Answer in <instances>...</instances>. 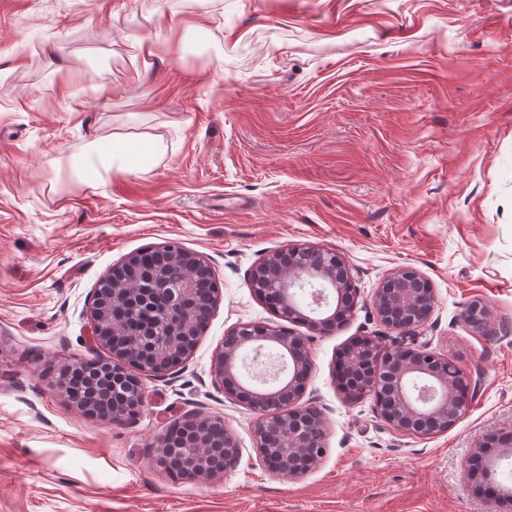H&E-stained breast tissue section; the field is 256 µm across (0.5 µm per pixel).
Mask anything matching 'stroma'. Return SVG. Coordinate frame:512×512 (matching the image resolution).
<instances>
[{"instance_id": "35a3bbf8", "label": "stroma", "mask_w": 512, "mask_h": 512, "mask_svg": "<svg viewBox=\"0 0 512 512\" xmlns=\"http://www.w3.org/2000/svg\"><path fill=\"white\" fill-rule=\"evenodd\" d=\"M189 2L0 0V512H512L463 471L512 432V0ZM142 41L157 51L146 71ZM116 134L166 152L85 186L72 156ZM171 240L221 284L205 332L171 375L144 377L133 420L79 412L51 382L109 355L94 289ZM287 246L336 251L356 297L331 334L294 327L313 364L302 401L325 420V453L297 479L263 466L255 412L213 374L225 331L280 323L250 272ZM401 267L435 296L418 343L471 380L438 435L395 431L334 376L354 337L400 346L373 295ZM473 302L489 311L479 328L462 317ZM187 415L223 419L232 468L156 467Z\"/></svg>"}]
</instances>
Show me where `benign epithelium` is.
I'll return each instance as SVG.
<instances>
[{
	"mask_svg": "<svg viewBox=\"0 0 512 512\" xmlns=\"http://www.w3.org/2000/svg\"><path fill=\"white\" fill-rule=\"evenodd\" d=\"M168 259L182 264L183 280L171 281L164 274L165 260L156 265L153 277L159 322L165 329L166 341L148 360H138L129 367L128 357L136 351L138 339L128 334L124 321L114 311L130 304L137 294L135 281L124 277V271L139 265L144 251L129 254L112 269L121 283L110 292L97 288L90 303L92 335L102 347L112 336L111 358L100 360L112 374L109 393L112 414L107 419L122 423L139 411L144 389L140 374L162 377L183 364L193 353L192 340L201 326L192 313L197 280L211 273L208 260L183 249L174 242L158 246ZM317 281L320 287L310 293L312 312L299 310L293 288L296 281ZM250 284L261 298L277 300V313L285 321L295 316L321 335L333 333L351 316L354 309L352 274L334 250L288 246L267 254L250 275ZM434 303L433 289L427 279L413 268L400 269L376 289L373 306L379 320L388 328L408 333L422 325ZM249 339L258 351L274 345L288 357L274 372L251 376L252 385L238 375L241 342ZM388 370V387L381 391L377 380L381 368ZM215 383L224 393L241 398L254 409L258 418L254 434L256 452L262 464L273 474L287 478L305 475L323 456L322 445L310 440L311 429L324 425L322 415L313 406L300 404L312 371V360L304 339L287 327L255 323L240 324L224 334V342L214 356ZM344 390L350 395L373 393L379 416L394 428L423 435L442 433L453 427L466 409L471 380L459 368H448V357L424 346L382 350L367 336L355 338L345 349L339 366ZM213 419L195 417L174 423V428L187 427L195 434V448L184 455L182 476L198 478L224 472L233 465L239 448L229 432H224V456L208 462V431ZM484 444L468 457L464 472L479 474L488 480L492 468L485 466Z\"/></svg>",
	"mask_w": 512,
	"mask_h": 512,
	"instance_id": "benign-epithelium-1",
	"label": "benign epithelium"
}]
</instances>
